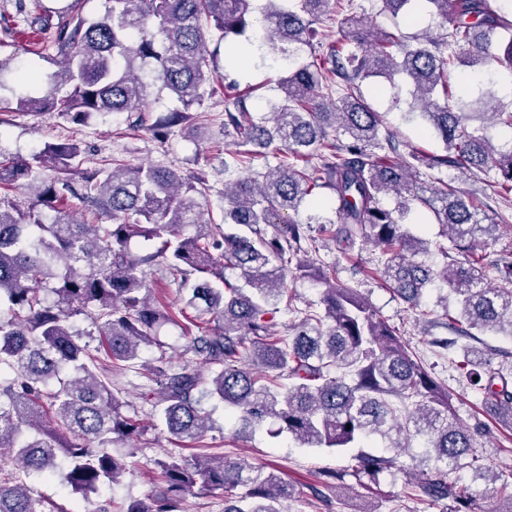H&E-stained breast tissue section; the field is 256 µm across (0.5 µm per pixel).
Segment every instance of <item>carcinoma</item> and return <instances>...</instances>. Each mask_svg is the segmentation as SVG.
Instances as JSON below:
<instances>
[{
    "instance_id": "cac0c4a2",
    "label": "carcinoma",
    "mask_w": 512,
    "mask_h": 512,
    "mask_svg": "<svg viewBox=\"0 0 512 512\" xmlns=\"http://www.w3.org/2000/svg\"><path fill=\"white\" fill-rule=\"evenodd\" d=\"M253 0H106L88 20L78 0L60 7L18 0L13 22L51 33L61 70L21 73L39 95L13 93L16 109L55 112L82 124L125 115L130 130L156 135L200 120L213 95L207 36L219 33L228 59L259 53L287 62L282 98L254 121L245 99L224 94V135L237 149L224 171L250 176L224 184L226 230L204 219L210 186L204 177L170 168L131 165L117 157L83 166L80 145L61 139L29 159L0 161V512H60L34 494L37 479L62 478L83 500L122 481L127 456L115 445L143 435L122 413L115 375L147 372L152 419L169 438L191 449L154 460L160 486L125 512H186L188 497L224 494V512H284L292 489L270 463L227 461L205 451L206 404L230 411L238 437L264 424L288 434L299 448L341 451L365 441L377 453L354 455L355 474L376 483L400 464L414 436L426 437L420 480L410 495L432 502H467L448 475L474 447V429L456 415L452 397L357 289L336 282V268L311 258L315 232L337 223L332 242L346 253L356 242L378 249L381 278L418 315L435 282L456 299L448 328L466 340L452 359L482 402L502 410L512 428V378L486 359L479 332L512 337V256L496 263L487 281L481 246L504 225L458 188L418 180L421 169L497 175L512 192V144L496 148L468 121L478 117L512 130V103L492 105L493 86L455 95L449 82L461 67L512 71V0H378L380 13L441 20L437 37L409 39L355 11L354 0H265L261 26L249 19ZM344 15L337 35L317 25L330 8ZM510 36L504 50L496 30ZM308 57H303L304 49ZM403 75L411 85L408 113L444 153H397L394 134L360 92V83ZM168 92L181 108L156 116L150 97ZM335 132L336 138L329 137ZM273 153L278 164L261 172L254 161ZM49 163L54 176L31 179ZM32 186L26 205L13 193ZM330 189L334 196L319 197ZM393 196L389 208L384 199ZM73 197L110 224L78 221ZM429 211L450 246L438 245L442 267L418 259L429 242L404 224L413 207ZM332 212L337 220L326 216ZM149 243L135 251L131 242ZM238 272L231 281L216 266ZM177 285L182 313L199 335L173 364L164 355L146 364L144 349L170 321L160 306L163 288L148 275ZM323 286L300 308L288 276ZM292 315L290 336L273 332L281 312ZM88 315L91 329H75Z\"/></svg>"
}]
</instances>
